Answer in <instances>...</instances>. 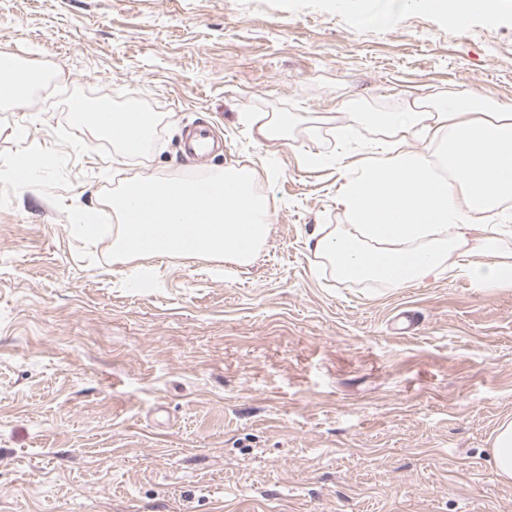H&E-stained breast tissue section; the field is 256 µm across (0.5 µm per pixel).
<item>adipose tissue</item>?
Listing matches in <instances>:
<instances>
[{
	"label": "adipose tissue",
	"mask_w": 512,
	"mask_h": 512,
	"mask_svg": "<svg viewBox=\"0 0 512 512\" xmlns=\"http://www.w3.org/2000/svg\"><path fill=\"white\" fill-rule=\"evenodd\" d=\"M337 109L348 120L332 127L336 141L365 123L382 134L383 154L340 167L336 205L348 224L313 232L315 257L339 278L395 288L462 271L483 288L512 287V225L480 221L512 199V105L456 89L397 112H360L350 100ZM408 136L425 150L401 151Z\"/></svg>",
	"instance_id": "1"
}]
</instances>
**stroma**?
<instances>
[{"mask_svg": "<svg viewBox=\"0 0 512 512\" xmlns=\"http://www.w3.org/2000/svg\"><path fill=\"white\" fill-rule=\"evenodd\" d=\"M0 0V53L56 67V88L129 92L165 115L142 159L67 166L65 206L102 209L134 178L282 167L271 230L241 266L148 257L157 272L79 259L67 216L34 188L0 208V512H512L490 460L512 420V288L461 275L393 288L336 279L310 235L343 226L335 168L379 137L337 146L309 119L338 101L389 112L458 88L512 104V0ZM248 112L294 113L260 141ZM53 90L0 112V151L55 146ZM210 125L223 154L182 153Z\"/></svg>", "mask_w": 512, "mask_h": 512, "instance_id": "stroma-1", "label": "stroma"}]
</instances>
